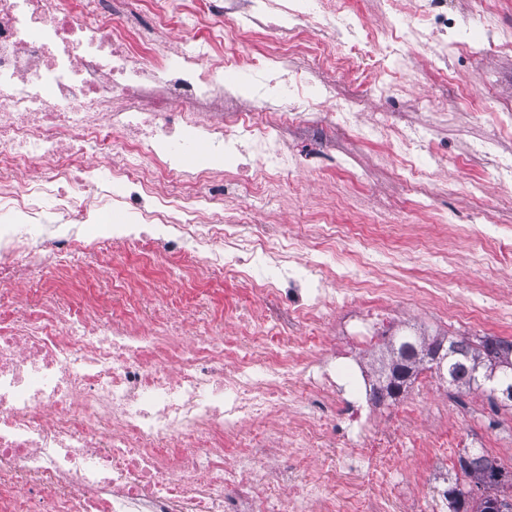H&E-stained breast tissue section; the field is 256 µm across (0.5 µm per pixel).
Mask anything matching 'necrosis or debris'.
I'll return each instance as SVG.
<instances>
[{
    "label": "necrosis or debris",
    "instance_id": "1",
    "mask_svg": "<svg viewBox=\"0 0 512 512\" xmlns=\"http://www.w3.org/2000/svg\"><path fill=\"white\" fill-rule=\"evenodd\" d=\"M441 2L406 15L397 0H374L389 25L367 31L378 56L364 73L381 75L383 58L412 42L441 55L443 42L417 27H447ZM173 22L182 46L170 53L159 34ZM345 22L336 0H0V305L14 287L32 297L22 314L0 312V512H411L389 478L401 452L374 390L349 396L336 380L340 368L367 373L371 343L326 333L329 310L364 302L374 313L408 295L393 274L395 225L378 239L307 226L336 255L309 284L293 244L227 205L224 184L248 186L246 165L189 173L175 151L205 117L222 151L256 159L261 175L299 166L267 100L321 102V86L289 77L287 46L313 30L329 60L327 37ZM226 66L268 76L252 105L261 121L237 109ZM110 204L129 223L89 239L86 223ZM448 229L439 216L436 246L407 257L431 265L428 293L451 317L482 324L485 291L448 286ZM119 246L232 273L260 307L228 310L232 335H194L189 310L167 309L170 288L123 278L104 295L68 297L41 287L44 269L69 275L68 256L89 253L92 276ZM369 265L389 279L364 287ZM339 448L368 461L373 496L337 466Z\"/></svg>",
    "mask_w": 512,
    "mask_h": 512
}]
</instances>
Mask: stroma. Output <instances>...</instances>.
<instances>
[{"mask_svg":"<svg viewBox=\"0 0 512 512\" xmlns=\"http://www.w3.org/2000/svg\"><path fill=\"white\" fill-rule=\"evenodd\" d=\"M453 25L446 40L448 52L434 60L428 47L414 49L407 76H399L397 60H390L379 84H360L328 65L315 66L308 37L295 39L290 52L300 78L317 73L337 94L352 98L361 117L388 112L400 127L430 130L432 152L414 148L402 153L394 139L366 141L344 134L323 118L311 127L289 126L284 136L287 150L322 151L323 163L311 170H288L259 180L258 200L241 196L236 185L225 184L227 199L254 209L255 221L271 205L281 222L277 235L296 237L312 219L318 202H328L335 217L350 219L363 212L379 224L402 225L404 233L429 224L434 214L447 215L453 224L478 225V237L448 243L457 263L453 287L481 283L496 296L512 291V181L499 182L500 162L512 160V129L500 126L504 112H512V50L500 47V38L512 36V0H447ZM482 182V196H471L466 185ZM436 191L434 207L420 211L415 202L421 189ZM132 276L150 283L182 280L186 296L207 295L212 318L225 308H245L252 297L233 276L211 281L194 273L179 274L163 263H148L137 252L116 255L102 279ZM390 319L366 320L354 327L358 333L393 334L395 326H414L426 336H498L512 341V326L498 322V312L487 309L485 325L464 329L447 312L428 300L396 298L387 308ZM379 416L400 436L407 463L396 476L406 493L417 497L421 481L433 463L429 443L447 447L482 444L500 466L512 471V457H498L495 428L512 419V407L493 402L480 390L457 392L433 371H422L407 394L379 408Z\"/></svg>","mask_w":512,"mask_h":512,"instance_id":"35a3bbf8","label":"stroma"}]
</instances>
